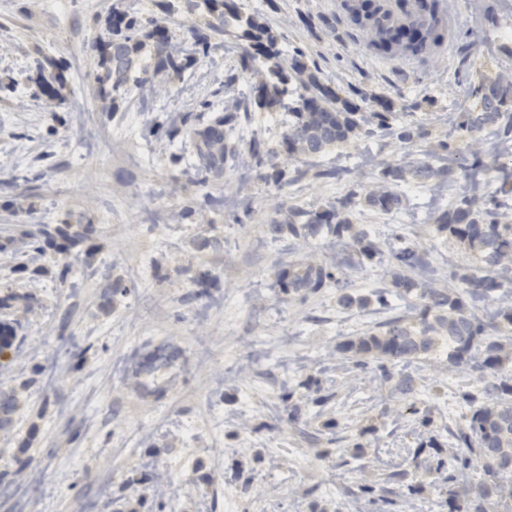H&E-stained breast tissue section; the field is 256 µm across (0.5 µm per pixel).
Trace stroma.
Here are the masks:
<instances>
[{
    "mask_svg": "<svg viewBox=\"0 0 512 512\" xmlns=\"http://www.w3.org/2000/svg\"><path fill=\"white\" fill-rule=\"evenodd\" d=\"M113 2L71 0L61 29L45 0H0V243L39 224L95 228L63 258L0 250V292L16 295L0 319L18 323L22 337L0 356V389L18 400L0 429V512H225L228 489L240 512H378L360 486H387L400 470L414 489L407 512H446L437 504L443 473L417 469L413 457H447L449 431L470 415L462 395L479 382L449 369L443 344L389 362L393 377L411 380L410 393L396 391L378 359H349L336 346L408 313L411 299L392 294L387 307L347 311L337 296L386 287L393 251L413 245L435 258L425 280L459 287L467 250L431 215L512 175V149L493 127L475 141L460 127L480 109L474 89L512 75L503 33L512 0H476L466 11L440 0L447 39L410 58L370 47L342 0H239L284 51L301 48L324 83L340 93L363 84L393 100L395 115L391 130L289 159L282 179L240 162L203 185L179 178L193 160L187 132L170 138L152 127L205 98L250 99V78L227 80L242 43L218 35L208 56L152 98V111L133 94L104 99L95 19ZM62 58L67 99L52 107L35 79ZM407 124L425 137L398 141L393 128ZM287 127V112L261 111L230 136L274 145ZM80 140L90 147L82 160L70 151ZM442 141L456 151L448 184L400 181L401 210L349 214L376 257L346 270L341 286L281 292L283 269L331 263L350 240L273 235L276 208L315 209L364 190L386 166L433 160ZM329 168L341 178H321ZM155 353L167 363L145 368ZM160 463L169 474L156 484Z\"/></svg>",
    "mask_w": 512,
    "mask_h": 512,
    "instance_id": "obj_1",
    "label": "stroma"
}]
</instances>
